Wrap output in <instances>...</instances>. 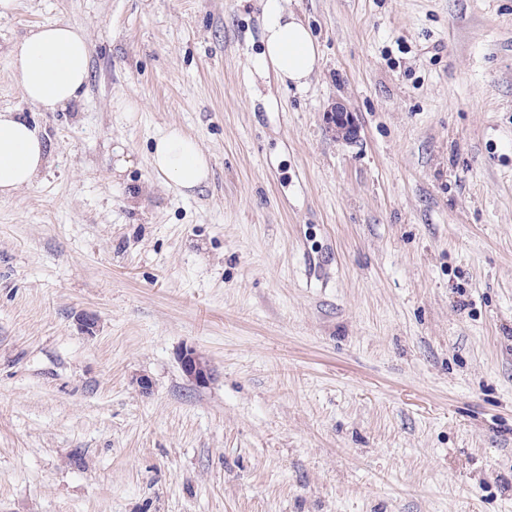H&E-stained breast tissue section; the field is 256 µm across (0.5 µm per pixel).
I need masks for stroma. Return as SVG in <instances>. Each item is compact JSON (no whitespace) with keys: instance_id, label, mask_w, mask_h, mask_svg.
<instances>
[{"instance_id":"stroma-1","label":"stroma","mask_w":512,"mask_h":512,"mask_svg":"<svg viewBox=\"0 0 512 512\" xmlns=\"http://www.w3.org/2000/svg\"><path fill=\"white\" fill-rule=\"evenodd\" d=\"M287 6L301 89L249 68L259 0L0 17V110L50 153L0 198V512H512V0ZM54 21L89 80L37 112L7 49ZM174 124L210 159L187 196L151 167ZM326 121L336 140L352 142L357 138L358 126L352 112L342 103H336L326 114ZM183 373L197 384H205L210 376L208 365H204L194 350L184 351L180 358Z\"/></svg>"}]
</instances>
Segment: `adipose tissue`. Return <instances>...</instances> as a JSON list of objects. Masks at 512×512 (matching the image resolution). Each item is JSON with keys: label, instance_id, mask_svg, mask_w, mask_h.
<instances>
[{"label": "adipose tissue", "instance_id": "adipose-tissue-1", "mask_svg": "<svg viewBox=\"0 0 512 512\" xmlns=\"http://www.w3.org/2000/svg\"><path fill=\"white\" fill-rule=\"evenodd\" d=\"M263 49L251 60L253 71H274L285 84L305 86L320 52L310 29L286 0H263ZM89 40L83 29L55 21L40 24L8 50L14 80L24 100L41 112H55L78 98L89 74ZM48 163L40 130L19 113L0 111V197L33 187ZM151 166L156 177L179 191L204 183L210 161L199 142L178 126L158 135Z\"/></svg>", "mask_w": 512, "mask_h": 512}]
</instances>
